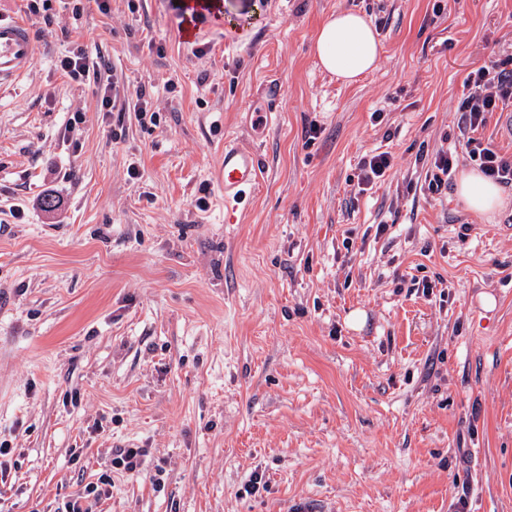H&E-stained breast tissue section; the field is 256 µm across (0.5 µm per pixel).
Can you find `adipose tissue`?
I'll return each instance as SVG.
<instances>
[{
    "mask_svg": "<svg viewBox=\"0 0 512 512\" xmlns=\"http://www.w3.org/2000/svg\"><path fill=\"white\" fill-rule=\"evenodd\" d=\"M315 51L327 72L350 82L376 67L379 41L365 17L342 12L322 24ZM456 195L469 211L488 219L507 205L499 185L476 169L461 173Z\"/></svg>",
    "mask_w": 512,
    "mask_h": 512,
    "instance_id": "ef3b65f1",
    "label": "adipose tissue"
}]
</instances>
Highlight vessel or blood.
Returning <instances> with one entry per match:
<instances>
[{
  "mask_svg": "<svg viewBox=\"0 0 512 512\" xmlns=\"http://www.w3.org/2000/svg\"><path fill=\"white\" fill-rule=\"evenodd\" d=\"M42 50L28 24L22 20L0 17V90L39 64ZM224 191V221L231 224L248 190L261 178L257 154L233 142H225L224 158L216 171Z\"/></svg>",
  "mask_w": 512,
  "mask_h": 512,
  "instance_id": "vessel-or-blood-1",
  "label": "vessel or blood"
}]
</instances>
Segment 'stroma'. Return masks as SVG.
I'll return each instance as SVG.
<instances>
[{
    "instance_id": "stroma-1",
    "label": "stroma",
    "mask_w": 512,
    "mask_h": 512,
    "mask_svg": "<svg viewBox=\"0 0 512 512\" xmlns=\"http://www.w3.org/2000/svg\"><path fill=\"white\" fill-rule=\"evenodd\" d=\"M342 11L380 44L350 83L314 49ZM31 31L39 65L0 91V512L102 472L108 512H512V205L428 188L439 149L473 166L456 108L474 67L512 65V0H53ZM89 34L109 115L54 66ZM228 139L263 164L235 224ZM127 446L160 485L113 472ZM392 157L388 152L365 156L359 163L358 185H369L383 178L392 168Z\"/></svg>"
}]
</instances>
